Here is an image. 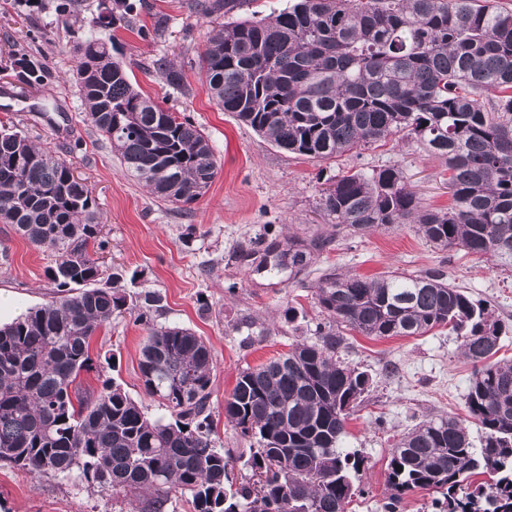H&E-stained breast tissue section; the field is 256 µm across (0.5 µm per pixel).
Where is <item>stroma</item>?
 <instances>
[{"mask_svg": "<svg viewBox=\"0 0 512 512\" xmlns=\"http://www.w3.org/2000/svg\"><path fill=\"white\" fill-rule=\"evenodd\" d=\"M132 29H118L114 59L123 62L134 88L162 107L189 115L216 148L219 172L190 209L161 202L121 167L110 144L87 123L73 81L78 53L94 19L114 0H83V22L63 25L57 0H0V127L49 142L85 178L98 204L101 260L119 273V288L161 297L157 324L193 330L214 352L209 400L216 424L215 445L230 450L235 473H243L250 441L224 416V400L239 373L286 354L291 345L313 340L324 314L316 293L331 274L377 277L390 271L412 273L443 267L452 285L486 301L504 325L498 359L512 360V268L461 250L440 251L413 225L365 234L340 233L327 224L320 207L324 188L361 169L395 166L428 208L451 203L448 172L413 138L393 137L360 152L321 161L288 153L222 110L211 99L200 73L199 56L213 27L227 19L264 16L288 0H248L243 9L212 21L199 19L193 0H131ZM26 49L42 60L41 85H23L4 62L10 50ZM164 59L184 71V86L167 84L154 68ZM315 235L332 237L323 252L297 276L257 272L242 260L252 241L284 243ZM53 254L39 250L0 224V296L18 311L49 301L54 293L47 270ZM145 338L133 315L122 314L92 339L91 355L110 353L114 367L82 373L83 386L97 391L115 379L135 400L146 401L153 417L165 406L145 398L139 370ZM339 356L367 372L370 386L347 421L344 445L365 459L355 479L348 512H384L390 489L387 464L393 444L426 417L463 420L472 442L482 431L465 408L474 372L460 341L439 328L423 336L374 338L345 335ZM111 489L88 483L78 473L38 477L0 461V512H120Z\"/></svg>", "mask_w": 512, "mask_h": 512, "instance_id": "stroma-1", "label": "stroma"}]
</instances>
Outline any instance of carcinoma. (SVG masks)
<instances>
[{
  "label": "carcinoma",
  "mask_w": 512,
  "mask_h": 512,
  "mask_svg": "<svg viewBox=\"0 0 512 512\" xmlns=\"http://www.w3.org/2000/svg\"><path fill=\"white\" fill-rule=\"evenodd\" d=\"M240 0H196L209 18ZM131 6L99 16L77 71L86 120L127 173L162 202L188 205L218 173L215 149L186 114L137 91L112 58V29L131 27ZM209 91L278 148L328 160L398 135L414 136L444 161L452 205L427 209L397 167L355 171L323 190L337 231L414 224L433 247L512 265V10L480 0H295L259 19L227 22L200 55ZM24 84L45 67L16 51ZM166 82L182 70L155 62ZM117 133H112L113 129ZM97 204L50 146L0 131V224L56 256L49 302L0 326V461L38 476L77 470L137 512H167L187 497L193 512H346L364 458L341 447L368 375L338 360L344 332L385 338L446 327L475 367L465 405L483 437L475 447L454 417L423 419L395 444L387 481L396 512L411 489H437L439 512H512V363L493 360L503 325L486 302L445 280L441 267L378 278L331 275L317 297L326 313L316 341L247 367L224 400V415L256 447L251 476L236 483L230 452L215 447L209 411L212 348L189 328L159 326L160 296L98 287ZM330 237L260 238L242 254L256 270L297 274ZM131 311L147 333L139 368L147 396L170 419L116 383L95 393L79 376L92 366V337ZM493 483L467 491L479 474Z\"/></svg>",
  "instance_id": "1"
}]
</instances>
